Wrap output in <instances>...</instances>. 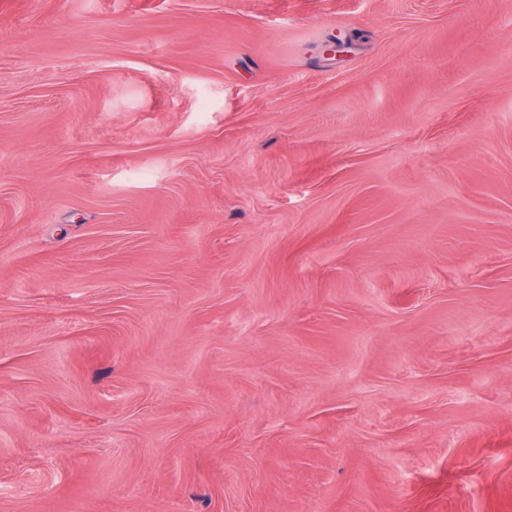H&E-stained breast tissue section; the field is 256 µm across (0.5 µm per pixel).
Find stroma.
<instances>
[{"label":"stroma","mask_w":512,"mask_h":512,"mask_svg":"<svg viewBox=\"0 0 512 512\" xmlns=\"http://www.w3.org/2000/svg\"><path fill=\"white\" fill-rule=\"evenodd\" d=\"M0 512H512V0H0Z\"/></svg>","instance_id":"1"}]
</instances>
